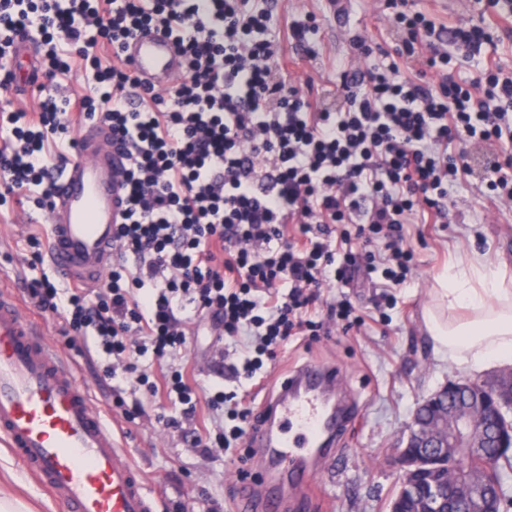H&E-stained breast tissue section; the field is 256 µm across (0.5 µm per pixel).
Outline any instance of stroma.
<instances>
[{"label": "stroma", "mask_w": 512, "mask_h": 512, "mask_svg": "<svg viewBox=\"0 0 512 512\" xmlns=\"http://www.w3.org/2000/svg\"><path fill=\"white\" fill-rule=\"evenodd\" d=\"M265 5L272 12V33L283 39L285 54L302 60L299 68L290 69V77L321 107L340 105L344 73L368 69L379 59L375 52L354 55L348 42L351 35H361L374 48L392 45L386 0H346L341 12L329 0H265ZM484 5L485 0H414L415 9L447 27L481 18L495 21V12L485 11ZM310 13L315 16V31L303 44L287 41L286 22L304 19ZM482 192L480 174L472 173L450 191L448 223L406 225V243L415 250L418 264L403 286L387 289L381 280L358 275L348 288H321L322 301L344 295L356 309L366 312L364 325L347 331L333 319L323 318L319 336L291 337L269 368L266 389L273 392L280 380L300 365L335 366L360 403L361 415L343 439L334 470L316 477L313 512H388L389 500L401 481L396 458L402 437L419 404L447 382L489 380L499 373L496 365L470 372L450 366L437 352L423 318L436 277L457 258L476 251L490 263L512 268V213L499 210ZM45 222V211L30 205L0 210V285L19 293L24 312L68 354L94 408L131 449L149 489L160 495L158 512H183L188 502L193 512H236L244 489L264 482L253 459L244 465L247 475H240L243 465L238 458L244 443L234 444L227 452L201 454L184 436L193 429V422H183L178 429L166 428L158 420L162 410L148 395L103 381L91 337L64 334L56 315L40 311L28 301L33 279L60 280L49 261L31 262L28 234ZM187 333L184 359L195 383L240 390L229 363L219 364L213 358L214 333L193 322ZM119 396L127 404L139 406L141 414L135 421H127L115 406ZM0 497L21 500L28 512H58L21 464L1 447Z\"/></svg>", "instance_id": "stroma-1"}]
</instances>
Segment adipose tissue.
I'll return each mask as SVG.
<instances>
[{"instance_id": "adipose-tissue-1", "label": "adipose tissue", "mask_w": 512, "mask_h": 512, "mask_svg": "<svg viewBox=\"0 0 512 512\" xmlns=\"http://www.w3.org/2000/svg\"><path fill=\"white\" fill-rule=\"evenodd\" d=\"M426 324L457 369L512 363V271L477 253L457 259L437 280Z\"/></svg>"}]
</instances>
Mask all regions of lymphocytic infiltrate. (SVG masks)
I'll return each instance as SVG.
<instances>
[{
    "instance_id": "1",
    "label": "lymphocytic infiltrate",
    "mask_w": 512,
    "mask_h": 512,
    "mask_svg": "<svg viewBox=\"0 0 512 512\" xmlns=\"http://www.w3.org/2000/svg\"><path fill=\"white\" fill-rule=\"evenodd\" d=\"M394 7V52L344 75V102L327 110L274 69L280 45L256 0H0V205L50 207L73 122L108 124L128 159L117 259L99 292L43 278L31 296L66 333L95 336L107 379L177 400L167 427L207 404L215 426L193 436L203 451L248 436L255 417L223 386L197 392L178 361L188 318L247 337L233 372L260 380L281 341L321 329L323 285L349 286L358 266L405 284L417 264L405 225L444 223L449 187L471 174L470 145L512 141V72L488 26L444 31L412 0ZM144 29L184 59L183 80L163 93L122 55ZM20 34L42 49L44 85L77 69L82 90L14 105ZM441 35L450 50L435 46ZM354 238L364 253L348 250ZM148 353L169 360L160 376L141 368Z\"/></svg>"
}]
</instances>
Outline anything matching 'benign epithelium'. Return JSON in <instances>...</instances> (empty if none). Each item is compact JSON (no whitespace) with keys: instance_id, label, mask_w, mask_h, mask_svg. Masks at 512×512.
<instances>
[{"instance_id":"7a95c632","label":"benign epithelium","mask_w":512,"mask_h":512,"mask_svg":"<svg viewBox=\"0 0 512 512\" xmlns=\"http://www.w3.org/2000/svg\"><path fill=\"white\" fill-rule=\"evenodd\" d=\"M512 451V373L450 382L415 412L389 512H501L503 496L473 464L475 449Z\"/></svg>"}]
</instances>
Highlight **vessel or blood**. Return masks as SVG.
Returning a JSON list of instances; mask_svg holds the SVG:
<instances>
[{
  "label": "vessel or blood",
  "mask_w": 512,
  "mask_h": 512,
  "mask_svg": "<svg viewBox=\"0 0 512 512\" xmlns=\"http://www.w3.org/2000/svg\"><path fill=\"white\" fill-rule=\"evenodd\" d=\"M142 85L157 89L184 76L174 41L152 30L124 48ZM127 158L103 122L84 125L75 157L55 182L47 214L48 258L70 283L97 286L112 262L121 223ZM250 434L255 454L295 465L301 489L294 512H308L311 476L336 457V446L359 417V405L333 366L289 372L259 408ZM0 444L8 448L63 512H157V497L111 428L92 406L70 362L0 289ZM241 512H282L276 493L246 494Z\"/></svg>",
  "instance_id": "vessel-or-blood-1"
}]
</instances>
